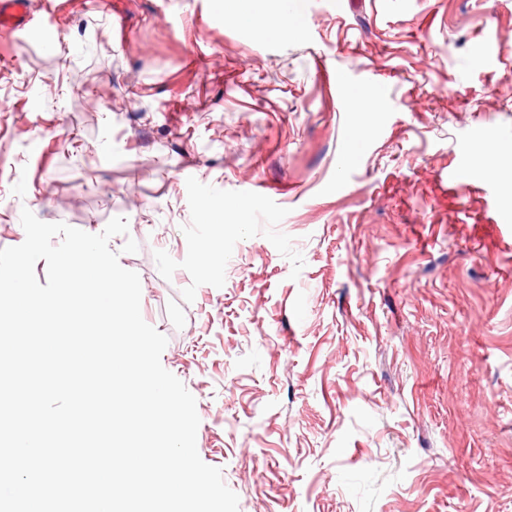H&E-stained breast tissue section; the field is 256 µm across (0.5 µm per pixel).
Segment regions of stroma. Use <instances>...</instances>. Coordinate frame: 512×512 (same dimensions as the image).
<instances>
[{"instance_id": "35a3bbf8", "label": "stroma", "mask_w": 512, "mask_h": 512, "mask_svg": "<svg viewBox=\"0 0 512 512\" xmlns=\"http://www.w3.org/2000/svg\"><path fill=\"white\" fill-rule=\"evenodd\" d=\"M0 46V249L111 239L239 512H512V0H61ZM343 76L329 85L326 73ZM385 91L364 134L353 93ZM459 159L482 186L451 196ZM208 199H200V191ZM270 0H250L246 2V17L260 24L263 35L274 38H286L296 34L302 25V8L297 4L291 11L269 12Z\"/></svg>"}]
</instances>
